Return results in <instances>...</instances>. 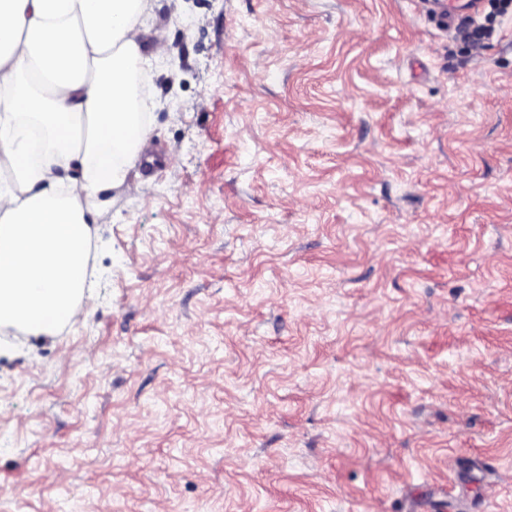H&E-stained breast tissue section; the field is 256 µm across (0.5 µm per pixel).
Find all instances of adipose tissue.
I'll return each instance as SVG.
<instances>
[{
  "mask_svg": "<svg viewBox=\"0 0 512 512\" xmlns=\"http://www.w3.org/2000/svg\"><path fill=\"white\" fill-rule=\"evenodd\" d=\"M147 0H0V325L49 335L88 286L92 201L150 134L127 106Z\"/></svg>",
  "mask_w": 512,
  "mask_h": 512,
  "instance_id": "1",
  "label": "adipose tissue"
}]
</instances>
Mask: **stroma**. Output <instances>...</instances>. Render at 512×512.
<instances>
[{
    "instance_id": "stroma-1",
    "label": "stroma",
    "mask_w": 512,
    "mask_h": 512,
    "mask_svg": "<svg viewBox=\"0 0 512 512\" xmlns=\"http://www.w3.org/2000/svg\"><path fill=\"white\" fill-rule=\"evenodd\" d=\"M148 0L93 301L0 327V512H512V8Z\"/></svg>"
}]
</instances>
